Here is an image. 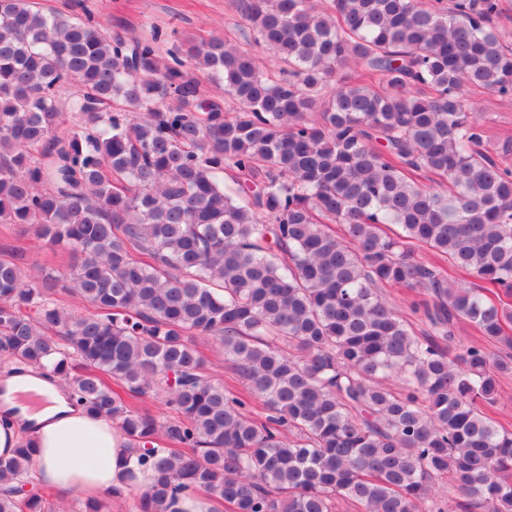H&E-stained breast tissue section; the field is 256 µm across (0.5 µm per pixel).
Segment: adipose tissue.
Segmentation results:
<instances>
[{
    "mask_svg": "<svg viewBox=\"0 0 512 512\" xmlns=\"http://www.w3.org/2000/svg\"><path fill=\"white\" fill-rule=\"evenodd\" d=\"M7 384L0 399V455L30 444L37 486L83 497L108 490L120 498L150 483L151 470L136 467L117 427L70 401L64 387L33 374L8 378ZM132 468L138 475L133 483L127 479Z\"/></svg>",
    "mask_w": 512,
    "mask_h": 512,
    "instance_id": "adipose-tissue-1",
    "label": "adipose tissue"
}]
</instances>
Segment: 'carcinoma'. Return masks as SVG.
<instances>
[{"instance_id": "cac0c4a2", "label": "carcinoma", "mask_w": 512, "mask_h": 512, "mask_svg": "<svg viewBox=\"0 0 512 512\" xmlns=\"http://www.w3.org/2000/svg\"><path fill=\"white\" fill-rule=\"evenodd\" d=\"M240 10L285 76L222 38L164 61L154 38L0 0V224L70 257L41 281L0 258V358L126 436L154 471L137 512L186 489L227 512H446L443 480L461 512H512V431L488 413L512 375V303L491 295L512 297V170L466 103L512 95L499 0ZM58 284L92 310L59 307ZM384 287L429 292L428 330ZM460 321L480 342L454 347ZM195 336L246 391L208 376ZM160 388L161 422L133 404ZM29 457H0V512H47Z\"/></svg>"}]
</instances>
